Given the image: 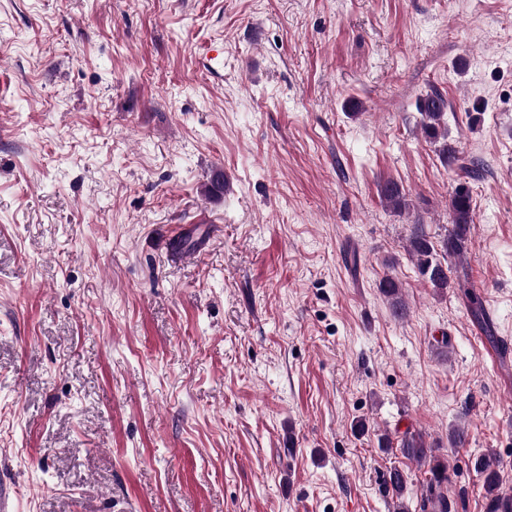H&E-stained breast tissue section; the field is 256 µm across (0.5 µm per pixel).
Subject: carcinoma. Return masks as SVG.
Here are the masks:
<instances>
[{
  "instance_id": "1",
  "label": "carcinoma",
  "mask_w": 512,
  "mask_h": 512,
  "mask_svg": "<svg viewBox=\"0 0 512 512\" xmlns=\"http://www.w3.org/2000/svg\"><path fill=\"white\" fill-rule=\"evenodd\" d=\"M418 110L422 116L421 131L431 142L444 140L448 136L447 101L438 91H432L419 99ZM381 198L395 209L405 206V196L400 185L387 180L379 184ZM453 228L440 246L429 240L426 234L417 230L409 240L407 251L415 260L420 274L436 291L448 288L447 269L438 258V253L448 256H461L467 250L472 204L468 192L459 190L451 200ZM381 293L390 302L397 316L407 314V306L402 296L400 283L391 276L379 282ZM400 451L408 460L428 467L429 478L423 485L420 497V512H456L457 503L448 497V485L454 483L457 471L450 468L447 459L437 455L431 443L420 432H407L400 443ZM472 466L481 478L485 490V512H512V495L501 491L500 470L494 458L481 455L472 461ZM390 483L398 505L397 512H408L404 503L407 490V477L395 470L390 475Z\"/></svg>"
}]
</instances>
